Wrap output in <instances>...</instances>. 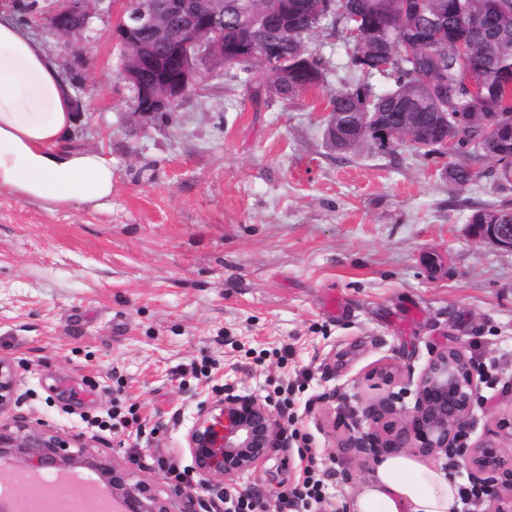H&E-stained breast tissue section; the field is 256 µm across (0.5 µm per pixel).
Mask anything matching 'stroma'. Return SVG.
Returning <instances> with one entry per match:
<instances>
[{"instance_id":"1","label":"stroma","mask_w":512,"mask_h":512,"mask_svg":"<svg viewBox=\"0 0 512 512\" xmlns=\"http://www.w3.org/2000/svg\"><path fill=\"white\" fill-rule=\"evenodd\" d=\"M123 5L101 0L77 37L39 14L25 23L74 88V141L111 156L112 197L50 212L0 192V361L24 397L0 418L85 434L178 512H205L223 488L275 502L304 477L295 442L257 471L189 488L158 458L192 465L185 434L214 392L264 401L289 383L295 426L328 474L321 512H347L370 470L338 441L346 424L369 428L351 412L377 396L371 371L394 367L409 410L431 352L458 343L494 381L478 389L471 439L494 438L512 415V253L469 219L512 207V185L449 183L447 157L406 144L330 150L319 114L358 74L347 45L323 36L310 43L329 62L318 89L257 107L210 64L170 111L142 119L112 40ZM132 404L150 431L86 429Z\"/></svg>"}]
</instances>
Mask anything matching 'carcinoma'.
Listing matches in <instances>:
<instances>
[{
  "mask_svg": "<svg viewBox=\"0 0 512 512\" xmlns=\"http://www.w3.org/2000/svg\"><path fill=\"white\" fill-rule=\"evenodd\" d=\"M327 0L326 9L316 20L311 19L302 5L306 0H288V15L293 27L284 31H263L269 40L268 49L278 58L288 60V72L264 79L257 72L266 70L259 60L226 63L224 67L239 71V79L247 97L256 105L275 94L300 96L320 87L327 75V62L310 50L316 35L343 37L345 16L360 18L366 34L367 47L351 48L350 61L359 72L360 80L336 91L329 98L327 110L336 113V130L345 134L338 144L332 143L333 130L325 127L330 147L341 154L357 153L369 146L387 153L374 134H365L364 127L379 118H389L395 112H415L422 119L419 130L407 129L394 141L411 139L416 133L427 136L448 134L461 114L474 128L491 127L483 139L463 136L458 141L462 163L448 165V181L465 186L476 177L473 165L487 158L495 166L485 176L495 186L512 185V124L494 122L493 115L511 112L509 89L504 86L512 75V0ZM267 6V0H224V55H237L240 33L257 21ZM474 15H491L500 23L485 30L480 39L466 34L462 20ZM438 31L441 37L431 43H421L407 52L415 31ZM469 44L468 59L456 57V44ZM388 82V87L374 90L369 83L372 75ZM473 78L484 87V97L473 99L467 80ZM448 113V124L440 126L436 113ZM512 214L494 204L477 209L470 218L472 224H507Z\"/></svg>",
  "mask_w": 512,
  "mask_h": 512,
  "instance_id": "carcinoma-1",
  "label": "carcinoma"
}]
</instances>
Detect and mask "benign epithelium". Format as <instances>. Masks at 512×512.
Listing matches in <instances>:
<instances>
[{"mask_svg": "<svg viewBox=\"0 0 512 512\" xmlns=\"http://www.w3.org/2000/svg\"><path fill=\"white\" fill-rule=\"evenodd\" d=\"M94 2L57 0L46 21L60 35L77 36L87 27ZM166 23L176 26L175 32L166 50L154 55L145 38ZM112 37L126 52H134L122 74L134 93L137 114L149 119L196 85L200 63L224 60V0H126ZM256 58L272 71L285 66L263 44L248 38L237 60ZM473 228L478 239L512 252V224ZM374 376L389 390L377 403L353 411V416L369 422V430L349 428L339 447L371 457L457 456L480 485L492 490L487 512H512V451L493 441L469 442L480 377L465 347L446 344L432 352L418 376L415 403L408 412L401 406V393L391 390L394 373L382 367ZM20 401L15 369L0 361V413ZM185 441L197 471L208 479L253 471L272 449L284 444L281 424L268 405L253 396L230 394L200 404ZM13 468L56 476L87 470L112 500L123 505V512H175L172 503L149 483L135 479L129 468L89 448L83 435L64 437L47 424L0 419V470Z\"/></svg>", "mask_w": 512, "mask_h": 512, "instance_id": "benign-epithelium-1", "label": "benign epithelium"}]
</instances>
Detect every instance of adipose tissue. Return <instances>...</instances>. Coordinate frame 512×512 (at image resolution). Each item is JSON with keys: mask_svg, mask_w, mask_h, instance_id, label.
<instances>
[{"mask_svg": "<svg viewBox=\"0 0 512 512\" xmlns=\"http://www.w3.org/2000/svg\"><path fill=\"white\" fill-rule=\"evenodd\" d=\"M74 92L56 64L0 0V192L48 211L110 199L112 160L77 146ZM446 471L407 454L379 458L349 512H459Z\"/></svg>", "mask_w": 512, "mask_h": 512, "instance_id": "ef3b65f1", "label": "adipose tissue"}]
</instances>
